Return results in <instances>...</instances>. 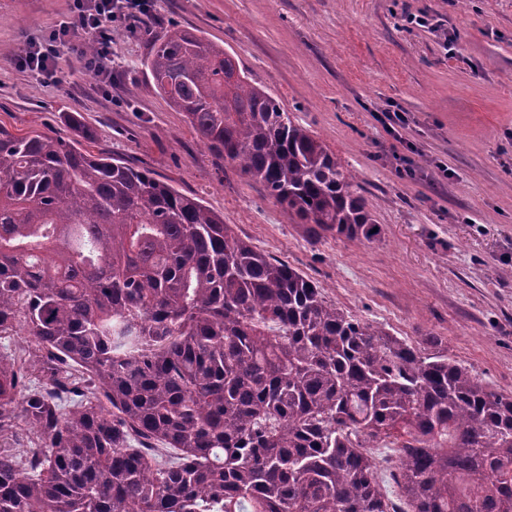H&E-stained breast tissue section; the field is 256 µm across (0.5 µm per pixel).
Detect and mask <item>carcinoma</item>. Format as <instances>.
I'll use <instances>...</instances> for the list:
<instances>
[{
	"label": "carcinoma",
	"mask_w": 512,
	"mask_h": 512,
	"mask_svg": "<svg viewBox=\"0 0 512 512\" xmlns=\"http://www.w3.org/2000/svg\"><path fill=\"white\" fill-rule=\"evenodd\" d=\"M156 91L302 224L373 239L358 175L223 48L144 24ZM76 136L0 126V512H512V393L328 301ZM372 456L376 459L379 456H387L390 459V480L382 486V490L387 494L391 503L400 505V492L397 485L392 480L391 474L398 469V455L393 448H372L370 449ZM388 467V460L385 457H379L375 462V470L379 477H383Z\"/></svg>",
	"instance_id": "carcinoma-1"
}]
</instances>
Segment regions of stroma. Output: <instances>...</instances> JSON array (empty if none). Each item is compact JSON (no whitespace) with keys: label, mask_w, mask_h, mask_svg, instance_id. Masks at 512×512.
<instances>
[{"label":"stroma","mask_w":512,"mask_h":512,"mask_svg":"<svg viewBox=\"0 0 512 512\" xmlns=\"http://www.w3.org/2000/svg\"><path fill=\"white\" fill-rule=\"evenodd\" d=\"M69 0H0V125L69 136L122 156L223 214L238 235L323 288L348 314L411 343L436 335L451 360L512 392V0H153L152 26L199 31L359 177L372 240L307 225L238 166L217 160L154 89L146 35L112 32L124 75L65 69L43 85L18 66ZM427 15L431 27L408 24ZM409 117L407 142L448 184L399 177L377 120Z\"/></svg>","instance_id":"1"}]
</instances>
